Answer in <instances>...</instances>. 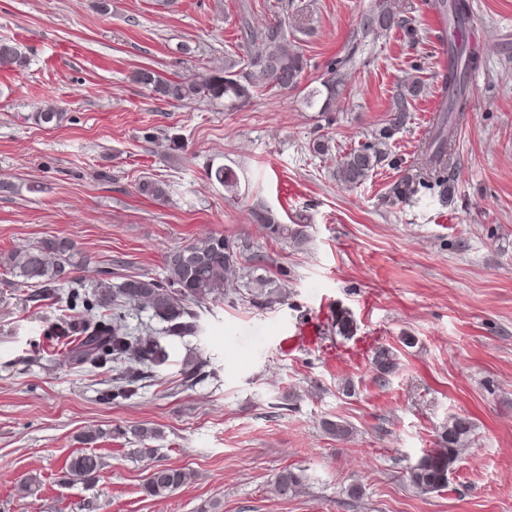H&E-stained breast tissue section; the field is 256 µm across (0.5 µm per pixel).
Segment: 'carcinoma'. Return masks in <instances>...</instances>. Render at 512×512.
Here are the masks:
<instances>
[{
  "instance_id": "cac0c4a2",
  "label": "carcinoma",
  "mask_w": 512,
  "mask_h": 512,
  "mask_svg": "<svg viewBox=\"0 0 512 512\" xmlns=\"http://www.w3.org/2000/svg\"><path fill=\"white\" fill-rule=\"evenodd\" d=\"M427 11L441 16L444 34L437 39L447 48L448 64L441 77L440 96L432 126L424 143V159L434 185L440 193L448 194V150L455 133L469 111L473 91L470 76L481 62L479 51L456 33L466 27L471 18L470 0H424ZM405 30L411 38L418 37L410 22L392 5L391 0H373L362 17L359 41L375 38L393 29ZM242 38L255 47L244 60L243 67L235 70L236 63H224V69L199 73L190 78L168 79L148 69L133 73L132 79L147 88L154 98L167 103H183L204 95L224 99V106L235 108L249 102L252 91L265 88L294 91L299 87L307 60L288 37V22L278 20L262 30L245 24ZM356 51L333 57L326 63L320 87L311 90L306 100L309 105L321 103L320 112L332 111L336 96L346 90V75L355 59ZM26 56L19 47L0 40V67L21 68ZM424 91L418 75H407L399 80L388 109V119L371 138L341 155L336 160L335 175L341 183L356 188L362 185L388 158L389 141L411 118L413 102ZM214 177L229 193H234L238 177L229 167L216 168ZM141 195L152 199L167 196V184L158 180H142L138 184ZM416 192V177L405 175L391 187V196L403 200ZM252 219L260 224L267 236L293 243L306 238V225L280 224L272 211L260 209L252 212ZM249 249L246 240L210 234L178 247L165 255V275L161 279L133 277L117 287L105 281L95 286L91 295H74L73 307H82L87 316H76L66 324L78 333L79 341L68 356L81 365L108 367L112 371L109 399L128 398L135 394L136 385L153 373L168 357L161 337L133 330L127 324L128 311L148 310L152 317L165 323L162 333L167 338L196 336L200 332L199 315L194 307L224 299L228 287L240 280L243 287L237 295L257 308H271L288 299L284 285L267 275L265 265L243 261ZM83 262L77 257L74 245L63 239L47 238L26 249L0 254V267L27 283L42 287L45 296L55 288L72 283V273ZM336 332L348 339L354 335L356 322L351 312L342 308L335 313ZM135 358L140 369L125 367L127 360ZM372 369L377 378L386 381L400 368L399 357L392 348L381 346L373 352ZM470 420L453 416L441 433L438 447L425 452L408 471L410 485L422 494L438 492L448 487V475L460 460L466 439L471 432ZM323 431L339 442L349 440L353 426L343 420L322 421ZM139 442L142 455H151L155 449L149 443L161 437L154 427H134L129 430ZM102 457L92 452H81L69 460L67 473L76 480L91 481L104 468ZM192 474L168 465L155 466V475L149 478L145 493L150 497H165L185 486ZM310 481L306 469L286 466L276 475L273 493L277 497L295 496L308 488ZM41 486L40 476L30 474L16 485V493L33 497Z\"/></svg>"
}]
</instances>
